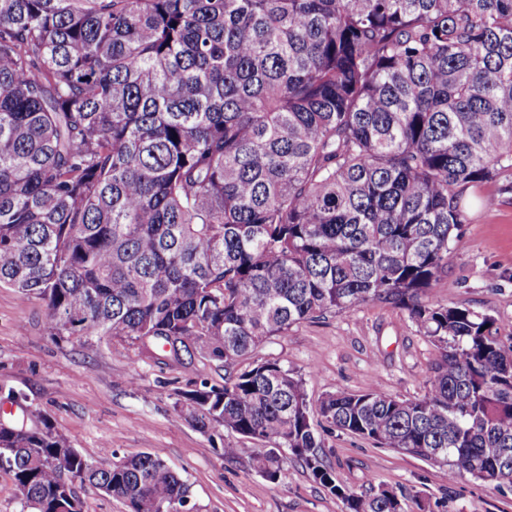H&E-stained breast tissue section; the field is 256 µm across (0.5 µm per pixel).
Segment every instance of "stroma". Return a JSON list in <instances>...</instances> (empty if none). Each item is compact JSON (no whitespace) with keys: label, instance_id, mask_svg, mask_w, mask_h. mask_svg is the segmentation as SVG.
Segmentation results:
<instances>
[{"label":"stroma","instance_id":"stroma-1","mask_svg":"<svg viewBox=\"0 0 512 512\" xmlns=\"http://www.w3.org/2000/svg\"><path fill=\"white\" fill-rule=\"evenodd\" d=\"M434 298L493 315L512 333V197L485 186L448 253ZM45 307L0 286V421L49 418L85 457L104 448L118 456L159 452L189 484L196 512H347L296 461L270 482L251 462L253 441L203 432L174 408L175 393L194 382L223 385L220 362L197 353L178 363L140 354L137 341L103 340L88 350L76 337L59 340L44 327ZM301 374L310 401L375 386L403 399L426 392L434 347L405 311L370 303L294 325L259 350ZM240 449L224 457L225 443ZM325 453L338 481L358 493L388 488L405 494L407 512H512V490L470 476L446 482L432 462L379 448L336 430Z\"/></svg>","mask_w":512,"mask_h":512}]
</instances>
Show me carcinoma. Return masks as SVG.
Instances as JSON below:
<instances>
[{
    "label": "carcinoma",
    "mask_w": 512,
    "mask_h": 512,
    "mask_svg": "<svg viewBox=\"0 0 512 512\" xmlns=\"http://www.w3.org/2000/svg\"><path fill=\"white\" fill-rule=\"evenodd\" d=\"M512 0H0V284L45 329L155 340L224 362L176 406L258 440L349 512L334 429L512 488V335L432 292L463 192L512 194ZM407 312L436 356L421 399L376 387L310 404L257 351L368 303ZM21 512H83L65 473L129 512H179L160 453L104 470L48 420L0 423Z\"/></svg>",
    "instance_id": "carcinoma-1"
}]
</instances>
